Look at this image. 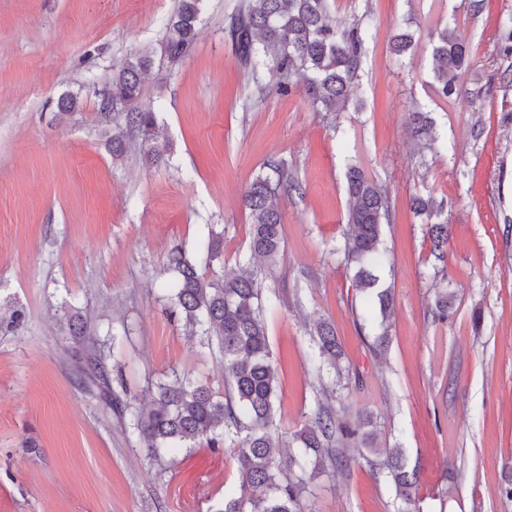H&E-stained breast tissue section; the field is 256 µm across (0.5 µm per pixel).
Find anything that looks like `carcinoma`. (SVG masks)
<instances>
[{
	"mask_svg": "<svg viewBox=\"0 0 512 512\" xmlns=\"http://www.w3.org/2000/svg\"><path fill=\"white\" fill-rule=\"evenodd\" d=\"M202 0H178L167 19L168 36L161 45V58L177 63L194 50ZM225 34L235 47L238 60L254 91L263 98L275 92L288 94L296 88V76L305 79V93L320 112L348 109L365 52L362 21L341 28L330 15L328 0H241L228 17ZM415 45L413 33L392 36L394 54L403 56ZM471 63V46L454 26L437 33L431 55L435 91L448 99L461 97V78ZM151 55L132 57L112 83L97 93L98 123H112V113L124 114L125 126L112 130V157L117 160L135 145L152 163L162 161L170 145L159 139L156 113L141 107V79L151 68ZM412 137L432 146L431 119L415 116ZM346 221L352 232L336 250L346 268H355L351 287L371 295L381 323L393 311L389 289L378 287L374 271L385 264L381 250L383 226L390 223L389 194L354 164L347 170ZM301 186L288 166L270 158L246 187L242 196L251 223L248 233L249 263L272 264L283 249L282 214L279 200L298 193ZM409 208L428 226L433 253L442 261L448 241V218L443 205L430 196L414 194ZM175 281L167 300L172 313L183 323L187 335L200 338L220 353L224 393L207 382H190L179 376L160 383L152 408L122 402L111 387L106 357L91 347L85 377L120 408L139 437L146 454L163 461L173 448H215L231 440L239 467V489L224 495L216 512H307L303 504L308 472L328 467L341 470L351 465V448L376 455L371 430L341 421L326 406L318 407L304 425L285 439L272 430L278 386V367L270 349L266 318L275 309L277 297H265L257 273L224 262V231L213 228L197 247L194 257L176 246L167 257ZM453 293L438 294L433 317L444 320L452 313ZM317 370L339 371L343 351L332 324L314 325ZM386 471L396 490L416 508L417 470L408 469L401 448H390L381 460H367Z\"/></svg>",
	"mask_w": 512,
	"mask_h": 512,
	"instance_id": "cac0c4a2",
	"label": "carcinoma"
}]
</instances>
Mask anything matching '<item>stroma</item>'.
I'll list each match as a JSON object with an SVG mask.
<instances>
[{"mask_svg":"<svg viewBox=\"0 0 512 512\" xmlns=\"http://www.w3.org/2000/svg\"><path fill=\"white\" fill-rule=\"evenodd\" d=\"M178 0H0V512H215L238 486L232 446L176 448L157 464L115 406L86 384L83 319L121 399L179 374L221 388L219 354L171 318L164 269L173 247L194 252L209 227L224 259L241 260L249 215L241 194L272 157L304 192L283 199L284 251L259 273L280 296L267 320L279 368L274 424L294 432L321 404L349 421L371 416L379 448L419 470L422 512H512L498 487L512 463V0H329L337 25L369 18L359 88L346 112L315 111L299 92L258 99L224 24L239 0H205L192 54L158 60L141 102L169 141L167 163L116 162L98 134L95 86L136 53L159 51ZM456 23L472 60L466 98L438 97L432 35ZM415 52L396 58V29ZM72 117L55 115L64 93ZM430 113L444 151L419 159L411 114ZM356 160L395 209L379 274L394 297L390 344L375 355L370 305L355 298L334 250L348 229L346 165ZM442 202L447 256L407 206ZM456 295L448 321L428 313ZM331 321L349 377L319 378L309 332ZM120 342H113V335ZM311 512H404L394 485L361 459L311 477Z\"/></svg>","mask_w":512,"mask_h":512,"instance_id":"35a3bbf8","label":"stroma"}]
</instances>
